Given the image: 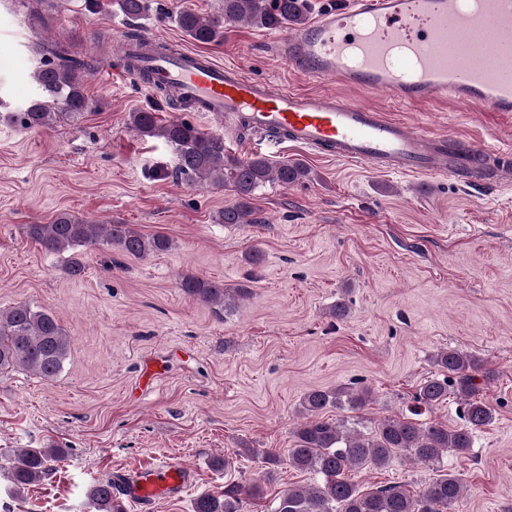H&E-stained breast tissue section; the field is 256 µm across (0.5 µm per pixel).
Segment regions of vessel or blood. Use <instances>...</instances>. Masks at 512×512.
I'll list each match as a JSON object with an SVG mask.
<instances>
[{
    "label": "vessel or blood",
    "mask_w": 512,
    "mask_h": 512,
    "mask_svg": "<svg viewBox=\"0 0 512 512\" xmlns=\"http://www.w3.org/2000/svg\"><path fill=\"white\" fill-rule=\"evenodd\" d=\"M275 58L304 80L381 91L406 105L452 102L512 112V0H346L273 37ZM113 79L163 89L192 111L246 122L273 142L403 175L466 183H512V153L455 135H434L330 91L296 90L217 62L173 51L148 34L121 40ZM113 483L136 512L182 496L190 470L169 460Z\"/></svg>",
    "instance_id": "vessel-or-blood-1"
}]
</instances>
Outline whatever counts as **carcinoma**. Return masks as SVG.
Masks as SVG:
<instances>
[{"label": "carcinoma", "instance_id": "obj_1", "mask_svg": "<svg viewBox=\"0 0 512 512\" xmlns=\"http://www.w3.org/2000/svg\"><path fill=\"white\" fill-rule=\"evenodd\" d=\"M123 16L139 18L150 11L149 0H115ZM306 0H222L220 14L203 17L184 10L174 17L176 25L191 39L209 44L224 36V22H245L268 29H284L306 20ZM41 56L32 79L37 92L22 109L0 105V121L38 130L54 122L79 117L89 101L84 89L88 63L73 55L62 43L40 42L33 47ZM132 128L157 136L177 150L176 175L187 181H211L231 185L239 201L224 208L223 224H249L253 213L251 197L269 181L288 186L307 176L300 162L284 161L273 167L261 157L239 160L224 153V141L201 133L178 120L160 124L152 112H134ZM31 239L50 252H65L87 245H117L132 256L159 255L172 248L163 234L143 235L129 224H87L67 215L50 224H30ZM180 287L203 303L224 308L228 289L197 276H186ZM70 341L55 315L27 304L0 310V373L22 367L44 378L62 370ZM438 375L426 379L415 400L432 410L448 399L455 389L464 409L465 425L422 424L404 415L381 420L371 430L349 428L343 421H329L321 415L329 407L361 410L368 401L365 387L313 389L301 399L300 413L306 419L294 433L288 449L291 466L313 474L307 487H292L275 499L272 512H453L466 485L458 474L442 473L417 496L400 485L362 491L348 473L366 467L381 468L398 455H407L426 467H440L444 456L465 455L472 448L473 434L494 421L495 410L481 394L477 383L485 374L483 360L469 352L450 348L434 357ZM61 459L57 448H28L14 455L10 479L16 494L40 481ZM259 494V487L236 483L224 486V497L202 494L195 499L194 512H241L243 496ZM90 499L98 512H121V504L107 481L92 486Z\"/></svg>", "mask_w": 512, "mask_h": 512}]
</instances>
